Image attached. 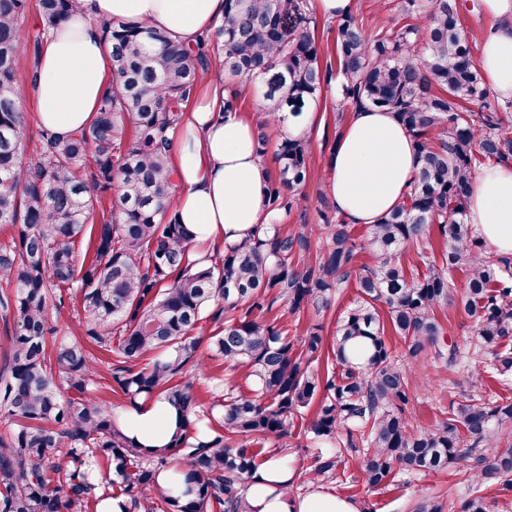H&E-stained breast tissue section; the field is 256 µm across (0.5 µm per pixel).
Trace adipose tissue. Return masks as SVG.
Listing matches in <instances>:
<instances>
[{
    "label": "adipose tissue",
    "instance_id": "ef3b65f1",
    "mask_svg": "<svg viewBox=\"0 0 512 512\" xmlns=\"http://www.w3.org/2000/svg\"><path fill=\"white\" fill-rule=\"evenodd\" d=\"M494 26L485 37L479 66L494 90L512 96V0H484ZM224 18V0H78L76 13L44 43L32 85L38 122L59 136L89 126L112 82L111 48L101 22H145L187 46ZM233 78L220 75L179 124L168 130L176 217L192 235L190 265L223 254L260 225L274 223L265 205L268 177L257 150L255 123L224 108ZM329 190L351 224L371 225L402 202L416 172L413 140L386 110L357 109L338 135L329 163ZM467 221L488 253L512 257V164L494 163L472 178ZM128 436L152 445L175 429L165 403L149 401L124 416ZM295 471L273 455L251 476L248 512H359L348 498L312 486L294 496L281 486Z\"/></svg>",
    "mask_w": 512,
    "mask_h": 512
}]
</instances>
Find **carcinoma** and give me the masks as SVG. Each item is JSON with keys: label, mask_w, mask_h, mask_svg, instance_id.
<instances>
[{"label": "carcinoma", "mask_w": 512, "mask_h": 512, "mask_svg": "<svg viewBox=\"0 0 512 512\" xmlns=\"http://www.w3.org/2000/svg\"><path fill=\"white\" fill-rule=\"evenodd\" d=\"M28 0H0V224L17 229L0 243V308L12 315L6 369L0 372V512H89L101 502L94 464L124 496L122 512H246L248 480L268 439L294 436L302 411L314 407L303 434L324 444L307 480L336 476L346 457L373 489L399 474L443 471L465 463L470 493L460 512H492L483 495L492 481L512 492V397L465 394L430 427L409 414L411 383L393 359L385 328L415 359L446 367L474 364L512 384V262L491 256L465 221L476 157L512 160V103L489 100L460 20L457 0H402L399 17L370 31L350 14L337 21V65H321L309 24L310 0H225L224 20L191 50L143 22L101 23L112 47V87L94 121L60 139L47 129L31 140L29 116L15 93L18 60L38 64L49 30L78 0H38L40 29L29 40L20 24ZM258 81L265 112L257 147L286 114L316 105L336 82V123L347 107L389 110L410 133L416 174L406 198L363 240L331 209L321 223L283 230L303 207L309 178L306 135L281 136L279 175L268 180L267 206L278 223L208 266L186 264L187 228L175 216L168 143L208 70ZM479 105V111L469 104ZM101 212L94 255L75 244ZM443 238L434 256L433 226ZM323 240L312 252V235ZM415 251L425 271H407L399 254ZM368 249L376 263L356 267ZM468 270L464 310L474 349L448 344L435 310L451 300L452 274ZM355 285L352 306L326 343L312 324L290 339L264 317L278 301L299 315L328 310ZM81 295L84 340L54 337L63 295ZM211 318L220 329L209 350L249 370L243 394L222 383V398L204 408L194 379L205 372L190 333ZM112 354L109 375L127 407L158 399L175 411L168 441L141 445L109 407L89 396L100 366L88 348ZM151 356L146 365L141 361ZM326 362V373L312 364ZM496 446L486 449L489 440ZM431 495L415 512H454Z\"/></svg>", "instance_id": "1"}]
</instances>
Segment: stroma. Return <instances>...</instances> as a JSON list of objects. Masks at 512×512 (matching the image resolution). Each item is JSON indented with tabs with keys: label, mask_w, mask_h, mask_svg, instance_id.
I'll return each instance as SVG.
<instances>
[{
	"label": "stroma",
	"mask_w": 512,
	"mask_h": 512,
	"mask_svg": "<svg viewBox=\"0 0 512 512\" xmlns=\"http://www.w3.org/2000/svg\"><path fill=\"white\" fill-rule=\"evenodd\" d=\"M338 99L336 89L323 92L316 108L317 121L307 132L311 143L310 178L304 186L308 208L301 213H291L286 222L290 231L299 230L301 225L315 224L319 221V211L323 200L329 199L330 192L325 174L332 146L336 140L335 105ZM468 273L464 270L455 271L453 279L455 288L451 301L438 313L449 342L458 347L468 346L472 338V324L464 307V287ZM355 297L354 290H345L343 295L336 297L329 310L315 312L305 310L301 316H293L287 303H276L271 312L279 325L287 331H294L297 323L323 325L325 337H332L336 330L337 319L344 310L350 307ZM216 323L207 321L199 333L201 343L198 354L207 356V370L196 382V390L203 405H210L213 400V384L215 379H222L225 384L239 386L242 391H249L251 381L247 370L242 366H231L222 358L208 357L206 339L216 331ZM386 342L393 355L412 374L426 377L425 386L412 389L413 403L411 412L416 420L423 424L434 423L436 419L445 417L451 401L458 394L473 392L484 388L489 381L488 375H480L471 369L443 368L432 363L417 361L409 357L403 339L394 333H387ZM327 490L356 502L359 508H370L371 512H414L416 501L427 494H435L454 503H462L468 494V482L463 467L449 468L443 472L430 473L410 477L401 487L372 489L360 477L352 464L341 465L336 477L327 482Z\"/></svg>",
	"instance_id": "obj_1"
}]
</instances>
